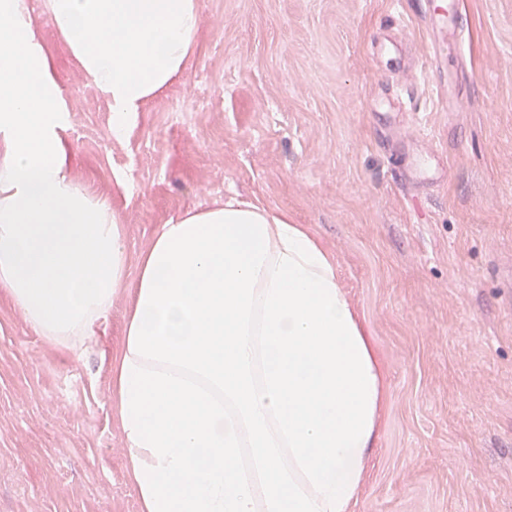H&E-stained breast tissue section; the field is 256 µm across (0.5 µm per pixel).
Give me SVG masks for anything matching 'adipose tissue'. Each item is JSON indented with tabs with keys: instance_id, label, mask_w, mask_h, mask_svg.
Wrapping results in <instances>:
<instances>
[{
	"instance_id": "obj_1",
	"label": "adipose tissue",
	"mask_w": 512,
	"mask_h": 512,
	"mask_svg": "<svg viewBox=\"0 0 512 512\" xmlns=\"http://www.w3.org/2000/svg\"><path fill=\"white\" fill-rule=\"evenodd\" d=\"M122 141L185 69L199 0H43ZM71 109L27 0H0V293L82 351L121 289L112 366L141 512H350L383 409L332 257L234 199L163 224L129 280L122 216L65 162Z\"/></svg>"
}]
</instances>
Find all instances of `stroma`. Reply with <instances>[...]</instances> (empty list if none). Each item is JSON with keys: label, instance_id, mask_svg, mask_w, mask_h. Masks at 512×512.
<instances>
[{"label": "stroma", "instance_id": "stroma-1", "mask_svg": "<svg viewBox=\"0 0 512 512\" xmlns=\"http://www.w3.org/2000/svg\"><path fill=\"white\" fill-rule=\"evenodd\" d=\"M68 163L126 222L129 278L161 224L234 197L335 259L383 372L352 512H512V0H460L459 58L413 0H200L182 76L122 143L57 45ZM431 154L438 183L390 153ZM120 295L81 357L0 295V512H140L111 407Z\"/></svg>", "mask_w": 512, "mask_h": 512}]
</instances>
